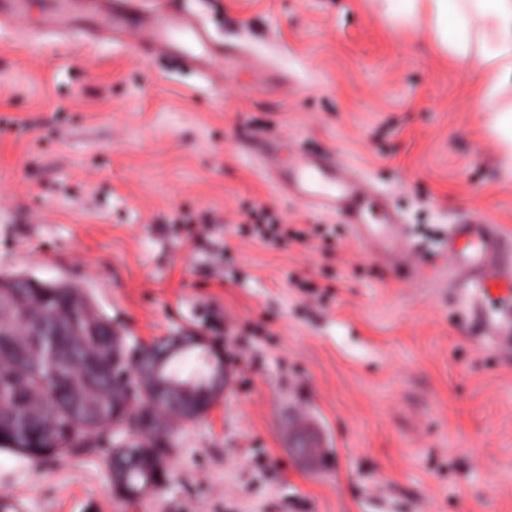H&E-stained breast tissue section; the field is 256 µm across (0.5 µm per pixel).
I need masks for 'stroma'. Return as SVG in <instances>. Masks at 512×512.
Masks as SVG:
<instances>
[{"instance_id": "obj_1", "label": "stroma", "mask_w": 512, "mask_h": 512, "mask_svg": "<svg viewBox=\"0 0 512 512\" xmlns=\"http://www.w3.org/2000/svg\"><path fill=\"white\" fill-rule=\"evenodd\" d=\"M185 8L241 50L222 89L167 55L0 36V277L70 284L145 344L205 337L230 385L173 429L162 491L117 493L97 455L0 452V512H512V354L448 281L284 196L242 149L269 132L335 154L431 268L467 214L512 234L478 70L366 0ZM254 207L307 239L242 235Z\"/></svg>"}]
</instances>
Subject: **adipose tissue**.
Returning a JSON list of instances; mask_svg holds the SVG:
<instances>
[{"mask_svg": "<svg viewBox=\"0 0 512 512\" xmlns=\"http://www.w3.org/2000/svg\"><path fill=\"white\" fill-rule=\"evenodd\" d=\"M396 24L425 23L435 44L476 62L488 100L512 85V0H372Z\"/></svg>", "mask_w": 512, "mask_h": 512, "instance_id": "ef3b65f1", "label": "adipose tissue"}]
</instances>
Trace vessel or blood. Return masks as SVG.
I'll return each mask as SVG.
<instances>
[{
  "instance_id": "obj_1",
  "label": "vessel or blood",
  "mask_w": 512,
  "mask_h": 512,
  "mask_svg": "<svg viewBox=\"0 0 512 512\" xmlns=\"http://www.w3.org/2000/svg\"><path fill=\"white\" fill-rule=\"evenodd\" d=\"M78 16L97 22L88 38H112L139 58L179 50L182 63L220 72L230 62L228 51L215 48L207 31L182 13L174 0H44L36 20L30 17V0H0V19L32 42L44 33L67 32ZM256 153L282 193L312 207L340 211L360 239L373 241L389 256L406 252L394 215L368 220L370 190L335 157L289 149L272 133L260 138ZM446 250L470 320L497 343L512 345V314L494 315L485 308L491 292L512 295V235L498 225L470 219L450 225Z\"/></svg>"
}]
</instances>
